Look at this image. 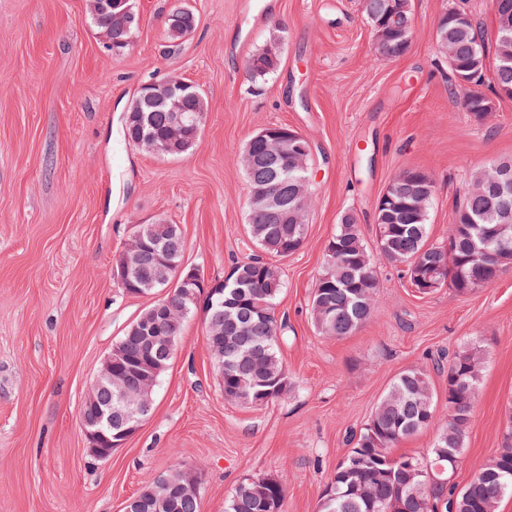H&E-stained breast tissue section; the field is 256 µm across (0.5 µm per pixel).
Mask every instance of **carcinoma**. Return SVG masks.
Masks as SVG:
<instances>
[{
	"label": "carcinoma",
	"instance_id": "obj_1",
	"mask_svg": "<svg viewBox=\"0 0 512 512\" xmlns=\"http://www.w3.org/2000/svg\"><path fill=\"white\" fill-rule=\"evenodd\" d=\"M112 0H88L89 18L97 32L112 36V50L124 51L138 28L137 20L116 9ZM496 28L485 34L472 14L451 7L439 16L436 39L440 52L451 48L448 58L451 90L459 100H469L462 111L475 119L484 118L482 106L488 94L470 97L463 77L483 85L486 72L496 90L512 88V29L501 30L503 21L512 23V0H494ZM197 27L192 9L174 7L168 13L166 35L172 46L183 43ZM391 50L378 49L387 58L404 55L410 48L405 40L411 30L401 19L388 24ZM281 62V38L277 35L252 53L246 68L253 78L277 71ZM179 108L184 126L173 128L172 109ZM206 112L201 92L191 87L177 103L165 95L142 90L132 100L125 135L137 145L145 141L167 142L176 138V155L196 146L192 124ZM242 163L249 190L257 199L248 204L247 232L263 255H253L233 263L224 280L228 287L213 300L204 324L206 335L224 336L221 367L217 375L224 398L251 406H265L288 391L290 379L279 354L282 323L276 315L282 292L277 262L299 251L306 240L309 181L288 146L275 152L270 142L255 134L246 142ZM436 184L428 172L414 170L396 175L388 184L392 201L386 210L375 209L374 223L382 229L376 251L387 263L406 269L414 281L416 265L446 267L443 284L459 294H468L492 283L500 269L512 262V223L499 220V198L489 184L487 170L480 169L470 183L479 190L466 192L456 207L448 227V243L429 242V208L413 207V197L424 183ZM143 245L121 288L128 293L150 294L162 284L152 279L159 266L175 276L185 248L178 225L159 221L141 224L137 230ZM376 259L359 229L358 216L344 212L326 247L325 269L318 278L310 300V316L315 329L325 337L350 335L371 317L378 293ZM174 301L185 309L181 316L159 322L160 335L177 339L186 316L195 313L194 295L184 293ZM126 369L150 373V363L138 337L125 331L113 345ZM436 369L448 370V421L438 426L431 448L424 455L391 454L401 441L435 425V403L427 369L414 367L393 380L376 405L370 419L352 436V448L337 464L320 505V512H497L499 500L512 495V426L506 428L504 446L480 467L462 487L429 478L448 458L462 459L463 446L472 417L482 373L478 351L453 353L448 362L437 361ZM266 478L237 485L224 504V512H257L256 497L265 488Z\"/></svg>",
	"mask_w": 512,
	"mask_h": 512
}]
</instances>
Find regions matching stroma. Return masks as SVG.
Returning <instances> with one entry per match:
<instances>
[{"label": "stroma", "instance_id": "35a3bbf8", "mask_svg": "<svg viewBox=\"0 0 512 512\" xmlns=\"http://www.w3.org/2000/svg\"><path fill=\"white\" fill-rule=\"evenodd\" d=\"M176 0H135L139 29L124 54L90 23L88 0H0V512H124L175 468L200 474V512H224L242 477H271L284 512H319L349 439L393 379L430 368L437 419L448 415L439 357L480 350L484 365L462 463L465 485L503 446L512 421V264L470 294L419 293L378 262L370 320L350 336L318 335L312 290L344 211L368 245L374 209L399 172L431 173L429 240L444 243L476 169L512 159V98L477 121L462 112L435 41L448 8L494 27L491 0H412L411 47L379 56L361 0H267L249 36L239 0H184L196 31L170 49ZM282 63L262 80L245 69L272 32ZM179 76L204 94L202 136L176 158L125 136L141 86ZM285 125L310 145L308 231L280 264V356L291 389L264 407L225 400L203 320L189 316L140 429L95 459L79 411L126 327L153 296H131L112 264L138 225H179L183 260L210 278L257 251L247 238L240 154L257 130Z\"/></svg>", "mask_w": 512, "mask_h": 512}]
</instances>
